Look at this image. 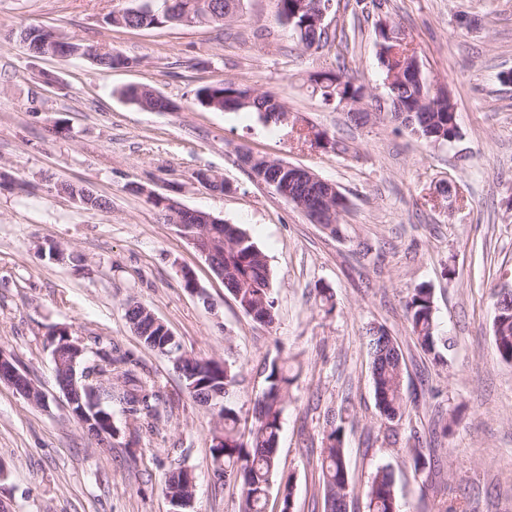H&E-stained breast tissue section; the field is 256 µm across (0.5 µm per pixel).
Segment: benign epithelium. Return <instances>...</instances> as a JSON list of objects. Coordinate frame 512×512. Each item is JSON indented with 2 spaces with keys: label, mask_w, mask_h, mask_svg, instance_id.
I'll list each match as a JSON object with an SVG mask.
<instances>
[{
  "label": "benign epithelium",
  "mask_w": 512,
  "mask_h": 512,
  "mask_svg": "<svg viewBox=\"0 0 512 512\" xmlns=\"http://www.w3.org/2000/svg\"><path fill=\"white\" fill-rule=\"evenodd\" d=\"M424 74L420 62L416 61L407 70L397 75H390L387 84L395 82H421ZM376 104L374 111L364 107L363 99L352 100L349 97L342 99L339 107L348 112H364L366 120L370 121L381 116L384 111V100L374 98ZM282 168L288 171V181L316 184L319 189L317 195L309 201H296L294 205L302 210L314 223L325 226L338 222L341 209L336 206L334 199L339 197L336 186L330 182L320 179L310 170L291 164H284ZM141 193L158 199L161 205L165 206L171 218L172 225L178 228L181 235L194 248L198 255L212 268L219 278H224V268L214 262V257L224 248V240L210 236L209 230L212 225L220 223L214 216L196 210L185 208L179 201L170 199L156 191L141 188ZM55 348L52 351L56 368H65V376H57L58 384L66 398L69 408L74 416L87 429L88 434L96 440L112 435V419H106L96 413V408L83 402L81 386L82 378L77 369L82 365L87 347L82 341L72 338L69 332H64L60 341L54 342ZM0 380L9 382L16 390L22 393L30 402L41 404L44 402V394L29 379L19 372L9 358L0 352Z\"/></svg>",
  "instance_id": "obj_1"
}]
</instances>
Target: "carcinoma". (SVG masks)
I'll use <instances>...</instances> for the list:
<instances>
[{
	"label": "carcinoma",
	"instance_id": "obj_1",
	"mask_svg": "<svg viewBox=\"0 0 512 512\" xmlns=\"http://www.w3.org/2000/svg\"><path fill=\"white\" fill-rule=\"evenodd\" d=\"M240 0H156L160 8L159 15L138 14L133 12L138 0H131L128 12L122 20H112V27L126 29L132 25L140 27H158L160 25H179L178 19L189 16L195 25L203 26L226 22L233 16ZM296 0H276L277 15L286 25L293 38L303 41L306 33L304 26H312L308 12L295 13ZM377 57L383 78L401 64L407 62L404 53L407 48H398L383 29H378L376 38ZM248 93V89L232 82L206 84L196 90L199 105L218 112L246 111L257 114L266 124H278L274 114L282 111L283 105L274 97L263 94L244 105L238 98ZM391 99V111L386 118L392 122L404 124L400 113L406 112L418 97L427 94V89L402 86L398 94L387 89ZM122 95L138 105L168 109V106L153 101L144 89L137 86L126 88ZM364 86L349 81L343 88L326 81L325 88L318 92L321 102L330 105L339 104L341 97L362 96ZM448 114V100L432 97L429 107V124L420 123L411 128V132L428 143L451 145L460 139L458 124L451 123ZM262 181H275L280 190L290 191L301 197L307 189L300 185H288L287 174L280 167L271 165L261 171ZM61 190L77 196L87 209H103L107 200L95 196L83 189L70 185ZM224 231V284L233 296L240 310L253 320L270 324L274 320L276 301L273 296L272 275L266 254L251 240L249 235L235 224H222ZM497 309L493 317L492 330L499 358L512 364V299L498 294ZM407 317L413 334L422 351L433 360L444 362L443 338L435 334L433 299L431 289L420 284L410 291L406 301ZM127 320L133 323L143 342L160 353L177 356L181 345L171 337L162 334L161 328L153 326L148 317L138 312L125 313ZM366 334L371 352V373L378 408L384 417L394 425L399 424L405 415L408 402L404 394V366L402 353L393 342L388 331L381 325L367 328ZM183 391L194 402L216 410L223 421L224 447H210L211 461H221L222 471L217 474L220 481H238L244 503L243 512H265L266 502L271 488L272 478L278 471L276 450L281 428V413L289 386L295 379L293 367L288 359L276 357L266 368V389L254 404V423L251 439L241 440L238 433V415L230 403L231 395L239 385V367L236 362L195 359L184 366ZM87 384L90 395L95 398L99 412L106 416L112 414V405L120 407L129 420L132 431L149 425L159 418L158 404L160 390L149 372L131 356L112 353L103 349L90 351L87 367ZM320 484L323 503H332L333 512H347L348 501L354 494L351 483L346 452L343 446L342 429L333 427L324 437L319 458ZM188 477L184 467L172 470L166 481L164 491L173 497L181 494ZM367 512H397V502L393 475L389 467L377 470L366 493Z\"/></svg>",
	"mask_w": 512,
	"mask_h": 512
}]
</instances>
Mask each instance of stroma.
I'll use <instances>...</instances> for the list:
<instances>
[{"instance_id":"obj_1","label":"stroma","mask_w":512,"mask_h":512,"mask_svg":"<svg viewBox=\"0 0 512 512\" xmlns=\"http://www.w3.org/2000/svg\"><path fill=\"white\" fill-rule=\"evenodd\" d=\"M130 0H0V351L44 392L28 402L0 382V504L8 512H171L168 473L195 474L192 512H240L234 483L217 481L213 411L182 397L172 363L145 347L125 319L138 302L205 359L236 360L243 381L232 401L249 433L265 388L264 367L288 357L297 378L281 414L280 476L293 482L294 512H323L317 459L330 427L342 429L355 496L378 467L391 466L401 512H439L448 499L469 512H512V365L496 356L497 291L512 286V0H333L326 21L347 49L305 50L277 19L275 0H243L221 25L116 29L109 13ZM389 21L415 48L425 77L449 91L462 138L427 144L380 120L357 124L322 104L306 80L343 69L385 95L376 28ZM41 26L135 58L105 70L87 59L37 57L18 34ZM230 81L273 94L296 127L262 124L252 112L199 106L203 84ZM151 87L168 112L141 109L121 91ZM343 142L338 153L299 140L297 128ZM246 147L310 169L348 200L342 237L241 166ZM231 185L215 192L195 174ZM453 187L452 201L437 193ZM85 187L110 206L88 210L57 191ZM174 187L184 206L240 225L267 255L277 318L254 322L178 229L162 223L136 186ZM61 245L63 259L48 247ZM191 268L203 296L183 285ZM433 290L444 363L423 354L406 319L409 292ZM330 294L331 306L321 302ZM383 325L405 360L408 410L396 441L384 438L367 324ZM126 352L178 408L154 428L121 433L100 447L72 415L56 381L50 335ZM457 423L441 433L449 414ZM438 459L417 473L411 447Z\"/></svg>"}]
</instances>
